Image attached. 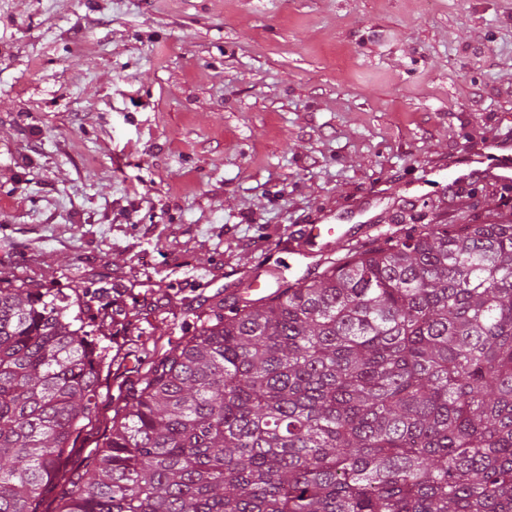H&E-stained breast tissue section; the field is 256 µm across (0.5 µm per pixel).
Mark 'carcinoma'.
I'll return each mask as SVG.
<instances>
[{
	"instance_id": "carcinoma-1",
	"label": "carcinoma",
	"mask_w": 512,
	"mask_h": 512,
	"mask_svg": "<svg viewBox=\"0 0 512 512\" xmlns=\"http://www.w3.org/2000/svg\"><path fill=\"white\" fill-rule=\"evenodd\" d=\"M91 311L0 280V512H512L511 214L220 303L104 418Z\"/></svg>"
}]
</instances>
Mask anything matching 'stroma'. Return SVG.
Returning a JSON list of instances; mask_svg holds the SVG:
<instances>
[{"mask_svg":"<svg viewBox=\"0 0 512 512\" xmlns=\"http://www.w3.org/2000/svg\"><path fill=\"white\" fill-rule=\"evenodd\" d=\"M512 0H0V277L95 294L123 363L253 280L512 213ZM482 160L481 162L490 161L489 170L499 180L510 181L512 179V152L510 149L492 143Z\"/></svg>","mask_w":512,"mask_h":512,"instance_id":"1","label":"stroma"}]
</instances>
